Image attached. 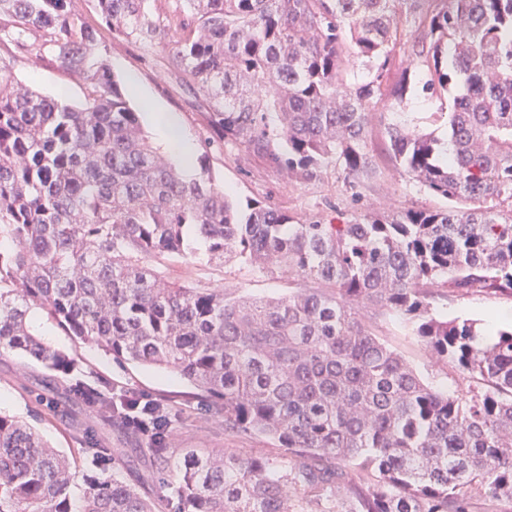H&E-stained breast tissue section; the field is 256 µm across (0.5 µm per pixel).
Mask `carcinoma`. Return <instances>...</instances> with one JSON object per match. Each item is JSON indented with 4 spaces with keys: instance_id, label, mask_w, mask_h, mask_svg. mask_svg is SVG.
Here are the masks:
<instances>
[{
    "instance_id": "cac0c4a2",
    "label": "carcinoma",
    "mask_w": 512,
    "mask_h": 512,
    "mask_svg": "<svg viewBox=\"0 0 512 512\" xmlns=\"http://www.w3.org/2000/svg\"><path fill=\"white\" fill-rule=\"evenodd\" d=\"M94 2L100 26L129 38L175 31L170 66L203 93L224 140L290 178L332 164L352 180L368 171L371 116L404 107L421 84L448 102L446 139L400 120L385 126L383 152L447 206L299 224L231 198L206 170L187 179L68 0H0L4 42L37 35L86 82L74 106L0 63V350L71 373L39 337V310L119 363L178 372L225 430L284 450L276 464L187 449L177 512H307L354 475L362 485L339 512H471L475 492L512 500V323L485 342L478 321L437 316L431 292L512 299V0H175L168 24L153 0ZM404 48L411 60L394 80ZM192 231L213 261L318 287L257 299L172 281L162 265L191 259ZM360 302L401 316L467 387L429 385L355 316ZM73 398L104 404L87 385L47 400L49 415L66 424ZM162 411L133 395L112 405V426L134 443L123 468H136L144 440L167 462L164 431L148 440L135 424ZM85 454H62L0 411V512H156L115 475L76 484Z\"/></svg>"
}]
</instances>
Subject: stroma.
<instances>
[{"mask_svg": "<svg viewBox=\"0 0 512 512\" xmlns=\"http://www.w3.org/2000/svg\"><path fill=\"white\" fill-rule=\"evenodd\" d=\"M102 43L104 58L153 142L161 140L155 111L175 116L194 146L195 171L209 170L217 184L238 200L268 201L296 220L324 223L355 222L367 215H391L407 208L435 210L445 205L443 199L401 178L391 161L381 155L376 156L372 170L352 184L334 165L319 169L308 180L288 178L244 147L225 143L210 123L201 94L172 73V40L141 41L106 29ZM0 61L9 67L16 81L32 86L42 95L54 97L62 93L72 104L84 99L82 77L61 67L51 54L38 53L35 45L1 46ZM192 245L195 255L191 262H171L165 270L169 279L202 283L224 289L229 295L254 298L284 296L295 286L288 272L267 276L238 261L216 264L209 261L203 240L193 239ZM499 308L512 310V300L476 294L437 303L438 314L445 318L482 320L489 311ZM356 312L430 385L448 392L465 387L461 375L438 362L401 317L365 303L357 305ZM35 324L45 342L74 358L76 369L71 376L52 381L47 371L22 353L0 351V411L28 417L30 410L37 408L39 398L67 393L79 382L105 386L107 396L113 399L133 394L171 404V422L166 432L169 465L159 464L146 452L137 469L124 474L128 481L160 496V512H174L177 506L172 464L185 449L281 459L282 449L267 437L226 431L223 417L196 398L193 387L176 373L136 363H117L102 348L75 340L44 315H36ZM36 427L48 443L65 454L74 448L125 446L122 434L111 425L102 406L76 404L71 408L69 425H60L48 417L37 422Z\"/></svg>", "mask_w": 512, "mask_h": 512, "instance_id": "obj_1", "label": "stroma"}]
</instances>
